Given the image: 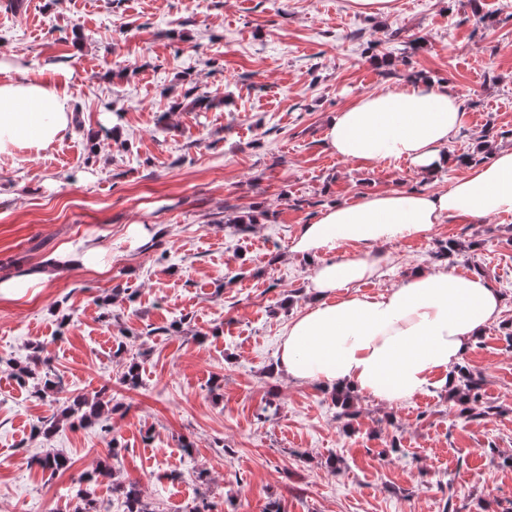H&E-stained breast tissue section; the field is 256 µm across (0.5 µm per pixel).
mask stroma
I'll return each mask as SVG.
<instances>
[{"label": "stroma", "instance_id": "35a3bbf8", "mask_svg": "<svg viewBox=\"0 0 512 512\" xmlns=\"http://www.w3.org/2000/svg\"><path fill=\"white\" fill-rule=\"evenodd\" d=\"M0 61L64 90L74 114L51 150L0 157V279L48 275L34 298L0 299V512H73L79 478L115 443L100 512H122L131 482L154 512H512V215L385 243L393 265L359 287H400L438 267L440 243L464 244L448 268L484 270L503 296L463 358L491 413L459 415L441 388L397 404L358 394L347 429L327 389L276 369L310 299L312 263L291 251L302 226L371 192L447 190L464 171L339 158L329 118L423 77L462 101L452 156L512 147V0H394L380 17L349 0H0ZM190 88L219 105L172 111ZM255 210L249 231L223 222ZM79 242L110 270L57 264ZM38 348L59 379L44 396L14 369ZM102 390L118 411L33 435ZM48 452L70 468L42 470Z\"/></svg>", "mask_w": 512, "mask_h": 512}]
</instances>
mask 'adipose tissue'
<instances>
[{
    "mask_svg": "<svg viewBox=\"0 0 512 512\" xmlns=\"http://www.w3.org/2000/svg\"><path fill=\"white\" fill-rule=\"evenodd\" d=\"M461 118L458 95L417 81L363 95L334 113L327 145L344 159H405L433 175L450 162L448 144ZM72 121L58 87L37 79L0 81V155L48 150ZM511 214V147L468 166L448 190L392 189L328 208L303 225L292 246L318 262L309 277L312 299L283 334L278 370L296 382L346 387L385 403L454 387L455 366L501 317L498 291L479 276L462 279L445 267L416 270L404 286L377 296L353 287L379 278L391 264L380 244L429 236L447 217L481 221ZM344 245L354 246L355 254L337 258Z\"/></svg>",
    "mask_w": 512,
    "mask_h": 512,
    "instance_id": "adipose-tissue-1",
    "label": "adipose tissue"
}]
</instances>
